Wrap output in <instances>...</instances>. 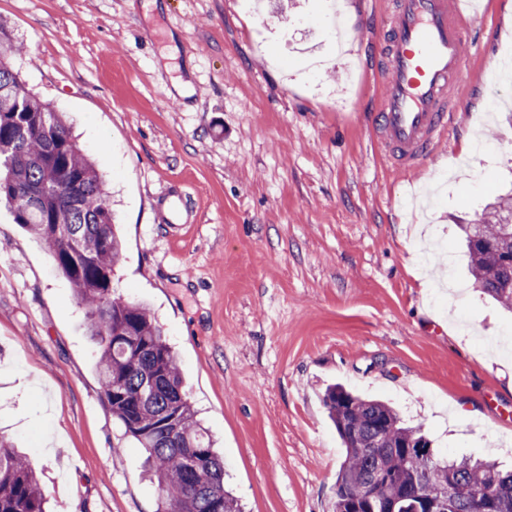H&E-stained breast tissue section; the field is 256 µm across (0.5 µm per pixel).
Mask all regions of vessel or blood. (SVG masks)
Masks as SVG:
<instances>
[{
  "mask_svg": "<svg viewBox=\"0 0 512 512\" xmlns=\"http://www.w3.org/2000/svg\"><path fill=\"white\" fill-rule=\"evenodd\" d=\"M477 0H396L382 39L383 95L371 114L381 153L396 170L420 169L446 139L448 94L469 75L462 45Z\"/></svg>",
  "mask_w": 512,
  "mask_h": 512,
  "instance_id": "1",
  "label": "vessel or blood"
}]
</instances>
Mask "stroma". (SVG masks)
<instances>
[{"label":"stroma","mask_w":512,"mask_h":512,"mask_svg":"<svg viewBox=\"0 0 512 512\" xmlns=\"http://www.w3.org/2000/svg\"><path fill=\"white\" fill-rule=\"evenodd\" d=\"M481 2L447 138L405 175L369 123L390 0H0L10 65L108 182L113 293L164 326L245 512H330L334 383L512 467V313L474 289L458 229L512 186V0ZM96 350L1 207L0 429L69 512H156Z\"/></svg>","instance_id":"stroma-1"}]
</instances>
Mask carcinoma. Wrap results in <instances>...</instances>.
<instances>
[{"label":"carcinoma","instance_id":"carcinoma-1","mask_svg":"<svg viewBox=\"0 0 512 512\" xmlns=\"http://www.w3.org/2000/svg\"><path fill=\"white\" fill-rule=\"evenodd\" d=\"M17 51L0 26V204L50 249L88 307L103 399L147 452L158 512H242L224 487V460L196 420L162 328L142 304L112 296L121 242L104 183L62 115L5 61ZM459 229L474 287L512 311V190ZM322 402L346 450L331 512H429L450 479L457 491L443 512H512V469L443 456L423 425L407 426L384 402L339 385ZM48 496L32 460L0 432V512H47Z\"/></svg>","mask_w":512,"mask_h":512}]
</instances>
